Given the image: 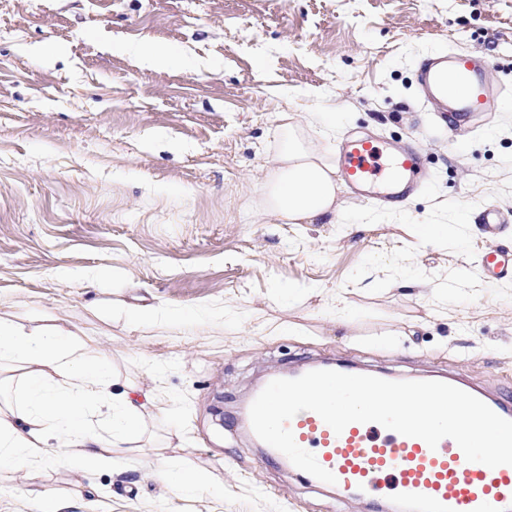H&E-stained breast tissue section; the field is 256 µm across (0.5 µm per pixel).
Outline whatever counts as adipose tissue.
Masks as SVG:
<instances>
[{"mask_svg":"<svg viewBox=\"0 0 512 512\" xmlns=\"http://www.w3.org/2000/svg\"><path fill=\"white\" fill-rule=\"evenodd\" d=\"M283 129L269 183L271 211L292 224L335 223V163L294 124ZM95 348L91 336L0 329V388L21 384L19 401L0 400L1 465L35 471L51 460L113 472L138 449L146 433L141 405ZM162 477L187 500L211 483L178 458L167 461Z\"/></svg>","mask_w":512,"mask_h":512,"instance_id":"obj_1","label":"adipose tissue"}]
</instances>
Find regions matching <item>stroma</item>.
Masks as SVG:
<instances>
[{
    "instance_id": "1",
    "label": "stroma",
    "mask_w": 512,
    "mask_h": 512,
    "mask_svg": "<svg viewBox=\"0 0 512 512\" xmlns=\"http://www.w3.org/2000/svg\"><path fill=\"white\" fill-rule=\"evenodd\" d=\"M440 51L512 91V0H0V320L97 337L152 399L121 473L6 470L0 512L101 490L103 512H378L264 461L235 400L326 358L512 396V278L479 222L500 209L512 254V99L450 149L417 80ZM287 115L332 157L413 141L425 189L345 187L335 223H288L266 205ZM174 455L210 473L198 500L158 479ZM484 265L493 278L512 276V257L503 254L497 246H490L484 257Z\"/></svg>"
}]
</instances>
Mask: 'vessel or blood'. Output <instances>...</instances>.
Wrapping results in <instances>:
<instances>
[{
    "mask_svg": "<svg viewBox=\"0 0 512 512\" xmlns=\"http://www.w3.org/2000/svg\"><path fill=\"white\" fill-rule=\"evenodd\" d=\"M420 85L440 112L486 113L504 90L487 63L466 53L439 52L420 71ZM342 171L355 191L371 189L385 203L402 201L423 187L418 154L411 146L385 152L374 139L342 144ZM491 277L512 276V257L490 246L484 257ZM296 443L336 477L335 488L369 500L394 499L411 512H512V465L495 468L468 461L452 439L437 448L376 423H352L335 433L312 411L289 423Z\"/></svg>",
    "mask_w": 512,
    "mask_h": 512,
    "instance_id": "vessel-or-blood-1",
    "label": "vessel or blood"
}]
</instances>
